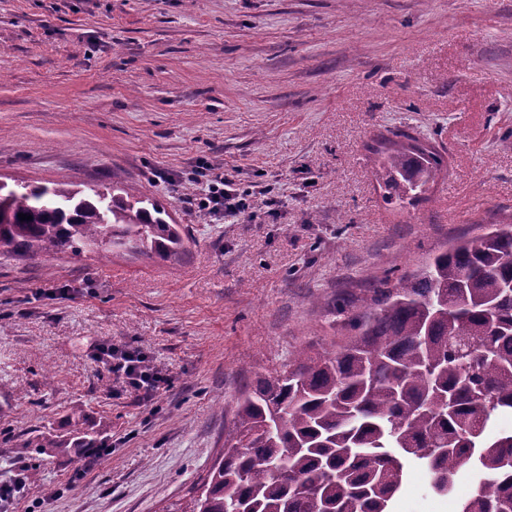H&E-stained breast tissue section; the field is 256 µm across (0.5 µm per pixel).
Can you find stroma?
<instances>
[{"label":"stroma","instance_id":"obj_1","mask_svg":"<svg viewBox=\"0 0 512 512\" xmlns=\"http://www.w3.org/2000/svg\"><path fill=\"white\" fill-rule=\"evenodd\" d=\"M398 130L448 161L405 210L368 150ZM202 164L274 207L201 220ZM115 177L188 247L0 256V481L38 474L10 512H165L222 460L239 393L328 347L336 303L512 222V0H0V181ZM98 344L168 385L143 398ZM85 435L110 447L89 469ZM471 489L414 469L393 512H455Z\"/></svg>","mask_w":512,"mask_h":512}]
</instances>
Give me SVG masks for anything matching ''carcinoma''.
Segmentation results:
<instances>
[{"label": "carcinoma", "instance_id": "carcinoma-1", "mask_svg": "<svg viewBox=\"0 0 512 512\" xmlns=\"http://www.w3.org/2000/svg\"><path fill=\"white\" fill-rule=\"evenodd\" d=\"M408 140V145L398 139ZM388 204L414 206L447 168L407 133L370 146ZM0 255L187 248L163 204L120 180L97 187L0 184ZM32 217L22 221L18 214ZM338 338L237 398L224 460L168 512H393L409 471L460 512H512V223L454 239L422 266L336 306Z\"/></svg>", "mask_w": 512, "mask_h": 512}]
</instances>
